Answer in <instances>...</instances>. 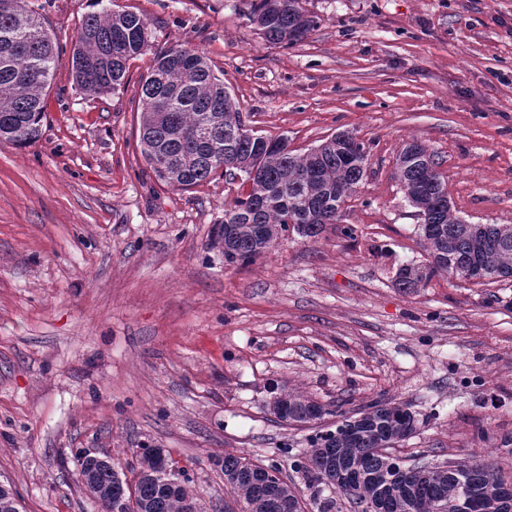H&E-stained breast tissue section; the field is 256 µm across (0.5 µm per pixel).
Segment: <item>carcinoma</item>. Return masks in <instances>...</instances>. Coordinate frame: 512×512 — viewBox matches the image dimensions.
I'll use <instances>...</instances> for the list:
<instances>
[{
	"mask_svg": "<svg viewBox=\"0 0 512 512\" xmlns=\"http://www.w3.org/2000/svg\"><path fill=\"white\" fill-rule=\"evenodd\" d=\"M247 24L268 43L291 47L318 26L300 0H251ZM148 24L129 10L104 8L83 20L72 49L73 80L91 97L117 91L130 62L152 46ZM58 58L55 36L26 0H0V142L25 145L39 137L44 97ZM139 146L159 181L181 190L219 173L239 178L247 191L224 210V263L246 266L272 251L290 230L319 236L339 223L342 207L367 171L369 152L353 133L332 135L303 154L288 138L268 139L247 128L234 98L215 75L207 57L189 45L155 52L140 85ZM394 177L421 216L426 261L400 267L396 286L422 288L442 272L481 283L512 279V225L469 224L456 215L434 155L412 141L400 152ZM273 413L282 422L336 416L335 429H322L295 455L294 468L316 485L335 486L337 465L356 462L360 476L344 498L359 507L382 501L383 512H512V482L489 462L456 458L423 474L388 449L415 431L408 405L378 398L353 411L329 409L298 391L280 393ZM136 480L116 494L120 474L111 460L85 450L76 456L87 492L112 503V512H188L195 498L191 477L181 469L177 484L161 476L159 454L133 449ZM224 478L246 512H271L276 496L301 498L280 477L274 462L258 465L227 454L217 459ZM20 498L0 488V512H16Z\"/></svg>",
	"mask_w": 512,
	"mask_h": 512,
	"instance_id": "obj_1",
	"label": "carcinoma"
}]
</instances>
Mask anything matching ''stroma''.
<instances>
[{"mask_svg":"<svg viewBox=\"0 0 512 512\" xmlns=\"http://www.w3.org/2000/svg\"><path fill=\"white\" fill-rule=\"evenodd\" d=\"M29 2L59 55L40 138L0 143V483L23 512H100L76 450L128 473L146 446L187 468L202 512L236 500L226 453L278 463L319 512L331 492L280 452L315 429L271 413L284 388L346 411L403 401L417 430L393 455L512 475V280L396 286L426 253L393 176L419 142L461 217L512 225V0H302L319 24L290 48L247 25L251 0ZM104 6L145 18L155 48L203 51L257 133L300 153L344 130L364 141L340 223L225 265L215 228L238 184L163 185L138 148L152 54L116 93L73 81L78 29Z\"/></svg>","mask_w":512,"mask_h":512,"instance_id":"1","label":"stroma"}]
</instances>
